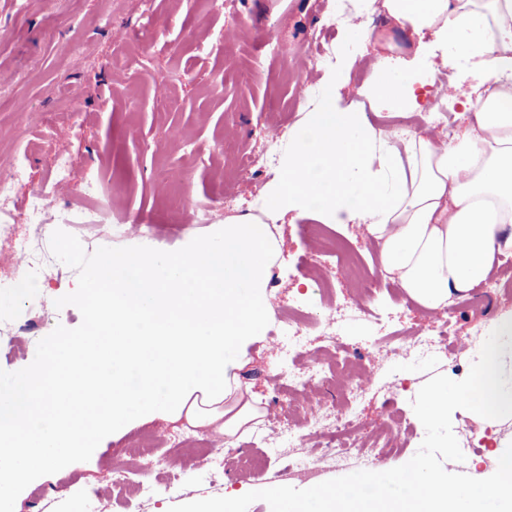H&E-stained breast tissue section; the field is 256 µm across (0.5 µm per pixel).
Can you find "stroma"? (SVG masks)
<instances>
[{
    "label": "stroma",
    "instance_id": "1",
    "mask_svg": "<svg viewBox=\"0 0 512 512\" xmlns=\"http://www.w3.org/2000/svg\"><path fill=\"white\" fill-rule=\"evenodd\" d=\"M144 15L138 0H0V163L23 161L25 181L12 188L18 203L50 184L53 156L42 146L45 137L71 157L74 177L51 208L43 226L53 256L47 280L26 288L14 272L12 245L0 241V387L22 374L50 340L83 335L87 329V296L82 288L103 253L151 250L179 252L210 236L225 216L258 214L256 183H270L278 165H266V134L281 129L280 147L307 112L321 102L332 72L351 67L348 85L336 94L343 109L367 110L371 123L386 129L399 115L371 109L363 95L364 74L357 68L365 46L336 17L340 0H233L230 13L207 10L203 0H153ZM287 44L289 53H271L269 40ZM260 70H253L255 58ZM308 79L304 105L293 106L296 82ZM178 102L163 104L164 96ZM244 156L261 173L243 174L225 186L236 156ZM94 176L114 215L162 230L149 238L116 233L98 225L89 240L76 238L63 220L62 206L88 207L83 191ZM214 207L213 221L197 224L187 208L194 203ZM312 215L276 223L271 235L279 246L278 284L270 288L274 313L287 311L304 297L311 325L296 360L312 365L326 344L318 279L304 276L305 256L323 251L322 240L309 229ZM494 288L478 286L450 305L456 336L470 344L456 360L398 356L397 336L421 330L431 320L425 309L397 285L381 282L375 305L389 315L385 332L361 318L338 330L342 344L372 349L374 381L357 410L365 433H373L387 412L398 413L405 426L400 447L391 449L384 469L407 463L418 451L425 429L412 403L433 375L464 379L502 313L512 314V272L499 269ZM252 362L240 372L248 398L260 415L253 434L234 438L244 452L268 457L265 473L239 472L233 464L216 470L192 445L186 421L133 423L121 435H105L98 447L85 449L49 468L19 493L21 512H168L171 506L235 491L246 494L274 486H295L291 456L268 454V431L288 426L287 404L293 399L288 366L273 334L251 348ZM403 391L390 390L392 381ZM152 432L157 452L173 464L152 481L162 489L147 502L113 480L117 465L135 468L130 442Z\"/></svg>",
    "mask_w": 512,
    "mask_h": 512
}]
</instances>
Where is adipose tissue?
I'll return each mask as SVG.
<instances>
[{"mask_svg":"<svg viewBox=\"0 0 512 512\" xmlns=\"http://www.w3.org/2000/svg\"><path fill=\"white\" fill-rule=\"evenodd\" d=\"M390 22L350 25L379 52L366 98L390 111L419 108L425 74L447 67L422 42L473 61L478 101L452 141L416 134L395 142L366 113L336 105L341 72L283 155L260 196L263 215L225 218L186 251L106 253L88 289L83 336L55 339L0 392V512L49 465L132 422L161 417L234 438L254 418L238 371L264 337L277 248L268 219L311 213L357 224L379 246L383 278L423 309L446 311L512 253V0H381ZM135 369L129 384L121 368Z\"/></svg>","mask_w":512,"mask_h":512,"instance_id":"adipose-tissue-1","label":"adipose tissue"}]
</instances>
